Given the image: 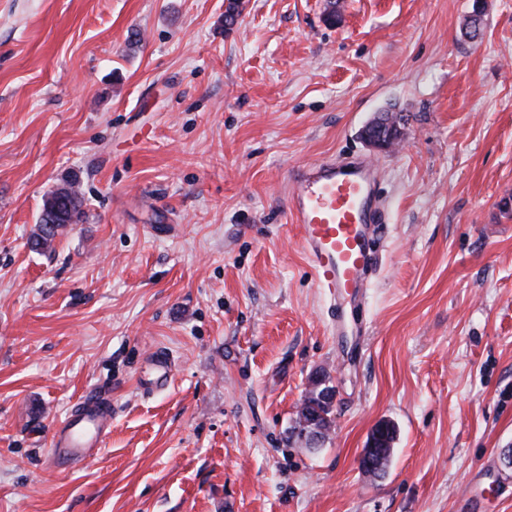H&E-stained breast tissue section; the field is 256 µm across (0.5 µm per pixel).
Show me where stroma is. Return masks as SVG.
Here are the masks:
<instances>
[{
  "label": "stroma",
  "mask_w": 512,
  "mask_h": 512,
  "mask_svg": "<svg viewBox=\"0 0 512 512\" xmlns=\"http://www.w3.org/2000/svg\"><path fill=\"white\" fill-rule=\"evenodd\" d=\"M243 4L0 0V512H512V0ZM351 152L387 209L361 341L286 196ZM70 175L86 220L37 248ZM93 390L112 424L71 468L52 432Z\"/></svg>",
  "instance_id": "1"
}]
</instances>
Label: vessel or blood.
I'll list each match as a JSON object with an SVG mask.
<instances>
[{"mask_svg": "<svg viewBox=\"0 0 512 512\" xmlns=\"http://www.w3.org/2000/svg\"><path fill=\"white\" fill-rule=\"evenodd\" d=\"M375 169L364 158L326 159L293 168L287 181V205L298 224L318 287L324 288L333 335H347L346 301L362 302L376 272L372 241L380 223L375 200ZM107 393L85 395L53 434L56 457L80 465L97 453L112 415Z\"/></svg>", "mask_w": 512, "mask_h": 512, "instance_id": "vessel-or-blood-1", "label": "vessel or blood"}]
</instances>
